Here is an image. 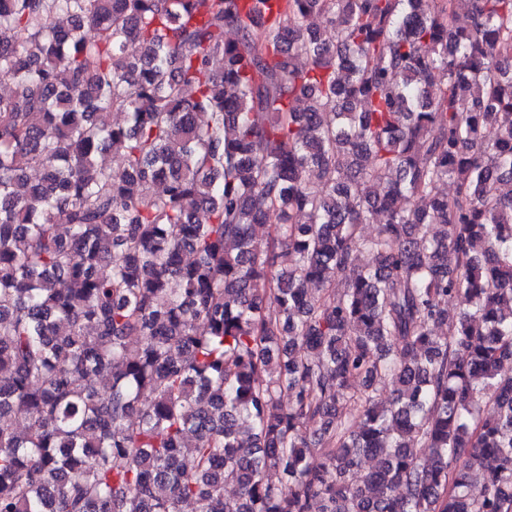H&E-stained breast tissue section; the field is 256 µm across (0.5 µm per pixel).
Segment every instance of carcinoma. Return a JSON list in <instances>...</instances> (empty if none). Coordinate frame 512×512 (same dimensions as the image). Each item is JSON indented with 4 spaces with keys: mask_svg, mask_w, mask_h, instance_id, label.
I'll return each instance as SVG.
<instances>
[{
    "mask_svg": "<svg viewBox=\"0 0 512 512\" xmlns=\"http://www.w3.org/2000/svg\"><path fill=\"white\" fill-rule=\"evenodd\" d=\"M0 77V512H512V0H7Z\"/></svg>",
    "mask_w": 512,
    "mask_h": 512,
    "instance_id": "cac0c4a2",
    "label": "carcinoma"
}]
</instances>
